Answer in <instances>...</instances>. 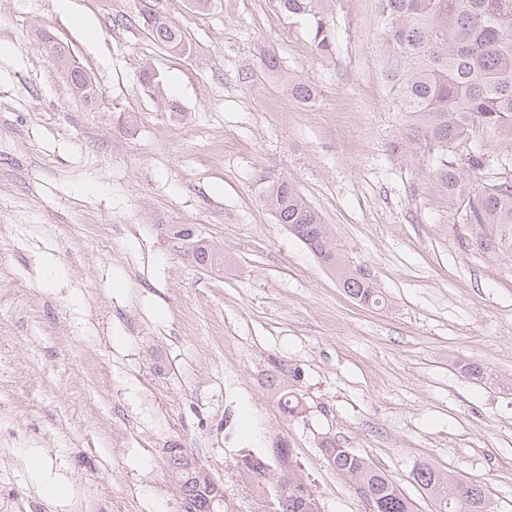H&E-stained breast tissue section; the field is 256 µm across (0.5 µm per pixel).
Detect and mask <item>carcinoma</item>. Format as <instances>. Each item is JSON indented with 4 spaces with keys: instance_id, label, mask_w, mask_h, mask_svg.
<instances>
[{
    "instance_id": "obj_1",
    "label": "carcinoma",
    "mask_w": 512,
    "mask_h": 512,
    "mask_svg": "<svg viewBox=\"0 0 512 512\" xmlns=\"http://www.w3.org/2000/svg\"><path fill=\"white\" fill-rule=\"evenodd\" d=\"M287 19L305 22L314 48L329 54L334 33L324 17L328 0H274ZM385 38L382 72L390 85L396 110L407 117V141L423 144L439 155L432 174L436 187L448 203H464L468 244L482 241L479 251L494 261L512 253V182L473 187V177L487 164L478 150H461L474 125L492 128L512 121V0H379ZM143 30L159 45L172 51L187 48L185 33L167 17L144 6L139 13ZM51 56L71 90L88 106L96 104L99 80L95 74L72 62L65 46L55 42ZM263 75L277 81L294 100H314L316 86L281 74L279 57L271 50L260 58ZM145 90L164 98L158 74L146 68L141 74ZM262 201L286 226L288 232L337 277L344 292L358 303L383 309L386 299L375 276H357L342 261L329 225L283 175L264 171L258 175ZM167 236L186 260L199 268L218 271L223 253L190 224H171ZM278 403L287 417L302 414L296 392L272 380ZM327 462L347 477L360 498L371 502L372 512H413L411 501L398 486L366 458L325 438L320 442ZM238 467L250 479L267 512H305L301 486L293 468H288V504L267 502L268 473L263 459L246 453ZM202 466L171 465V476L184 486L196 485ZM413 481L434 502L435 512H454L458 492L455 479L426 463L412 471Z\"/></svg>"
}]
</instances>
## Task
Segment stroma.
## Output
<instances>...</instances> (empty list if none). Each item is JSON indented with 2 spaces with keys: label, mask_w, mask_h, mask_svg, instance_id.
Here are the masks:
<instances>
[{
  "label": "stroma",
  "mask_w": 512,
  "mask_h": 512,
  "mask_svg": "<svg viewBox=\"0 0 512 512\" xmlns=\"http://www.w3.org/2000/svg\"><path fill=\"white\" fill-rule=\"evenodd\" d=\"M186 34L172 53L141 29V0H0V512H182L163 450L176 442L224 485L234 512L258 499L237 463L288 445L321 512H364L319 446L412 479L426 463L512 512V256L462 244L458 214L406 136L381 75L378 0H329L332 54L272 0H151ZM51 36L101 81L76 98ZM319 90L307 112L259 74L262 50ZM162 78L180 114L139 82ZM481 183L512 179V122L474 127ZM292 179L346 261L370 269L382 310L337 278L263 204L256 177ZM149 222H142V215ZM214 240L224 270L174 251L164 229ZM294 369L289 419L267 377ZM479 364L473 380L461 364ZM254 420L259 437L242 436ZM70 488L48 499L25 451Z\"/></svg>",
  "instance_id": "stroma-1"
}]
</instances>
